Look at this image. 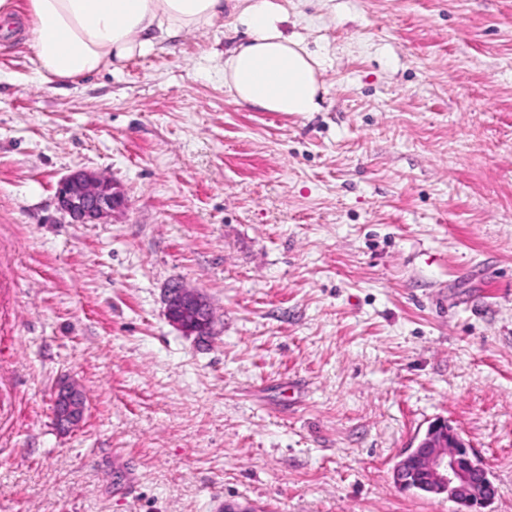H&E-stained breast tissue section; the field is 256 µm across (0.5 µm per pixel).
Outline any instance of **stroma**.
Listing matches in <instances>:
<instances>
[{
  "mask_svg": "<svg viewBox=\"0 0 512 512\" xmlns=\"http://www.w3.org/2000/svg\"><path fill=\"white\" fill-rule=\"evenodd\" d=\"M281 3L320 111L235 100L232 10L65 83L0 33V512H456L392 477L438 418L512 512V0ZM56 197L59 208L80 224L107 221L127 205L125 194L116 182L104 174L86 170L61 178ZM169 320L186 335L207 336L210 333L213 312L207 300L198 292L175 286L167 300ZM53 412L60 426L78 425L85 412V397L80 388L73 382L61 381L55 390Z\"/></svg>",
  "mask_w": 512,
  "mask_h": 512,
  "instance_id": "1",
  "label": "stroma"
}]
</instances>
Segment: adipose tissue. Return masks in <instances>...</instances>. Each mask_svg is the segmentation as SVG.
<instances>
[{
	"label": "adipose tissue",
	"mask_w": 512,
	"mask_h": 512,
	"mask_svg": "<svg viewBox=\"0 0 512 512\" xmlns=\"http://www.w3.org/2000/svg\"><path fill=\"white\" fill-rule=\"evenodd\" d=\"M246 37L224 55L237 102L266 112H315L325 93L322 59L286 34L278 0H244ZM227 0H0V28L26 22L44 78L67 81L112 70L156 45L214 24Z\"/></svg>",
	"instance_id": "ef3b65f1"
}]
</instances>
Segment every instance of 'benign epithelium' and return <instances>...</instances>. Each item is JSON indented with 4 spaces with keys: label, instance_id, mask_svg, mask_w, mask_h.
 Segmentation results:
<instances>
[{
    "label": "benign epithelium",
    "instance_id": "7a95c632",
    "mask_svg": "<svg viewBox=\"0 0 512 512\" xmlns=\"http://www.w3.org/2000/svg\"><path fill=\"white\" fill-rule=\"evenodd\" d=\"M59 208L80 224L101 223L127 205L124 192L110 177L77 170L61 178L56 186ZM169 320L187 335L210 333L213 312L198 292L175 286L167 300ZM53 412L62 427L78 425L84 417L85 397L74 383L64 380L55 390ZM400 486L424 494L443 496L465 508V512H484L497 489L489 471L447 419L431 422L416 446L408 449L394 468Z\"/></svg>",
    "mask_w": 512,
    "mask_h": 512
}]
</instances>
